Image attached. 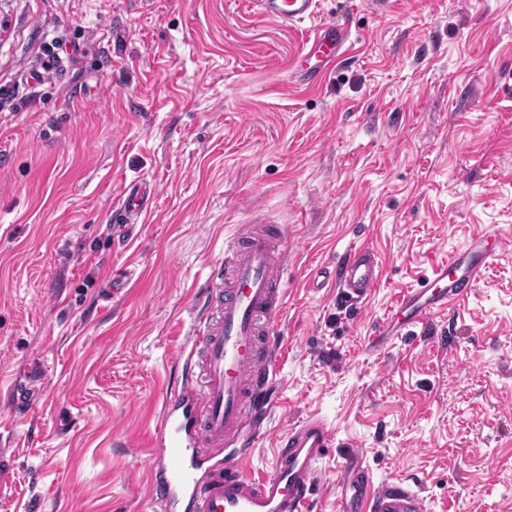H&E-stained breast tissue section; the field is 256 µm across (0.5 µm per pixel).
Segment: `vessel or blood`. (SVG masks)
Segmentation results:
<instances>
[{"label": "vessel or blood", "instance_id": "vessel-or-blood-1", "mask_svg": "<svg viewBox=\"0 0 512 512\" xmlns=\"http://www.w3.org/2000/svg\"><path fill=\"white\" fill-rule=\"evenodd\" d=\"M261 16L285 25L313 19L319 0H256ZM349 39L344 25L317 27L306 54L328 63L343 54ZM152 204L150 191L130 187L115 206L119 236L131 237ZM489 232L472 237L463 251L436 264L415 288L407 290L385 319L375 339L384 347L391 337L433 312L467 297L490 268L495 246ZM288 260L279 232H251L231 239L222 261L214 264L204 292L206 317L193 332L182 362L183 384L161 411L158 444L162 467L149 487L166 504L187 502L191 512H307L317 483L318 464L333 444L330 428L309 418L277 442L275 464L264 478L247 465L255 440L244 430L267 417L268 396L276 374V351L269 328L282 305V271ZM382 262L365 244L347 249L342 264L310 279L314 288L337 287L360 302L377 288ZM235 445V455L224 453ZM346 491L336 512H424L419 496L404 483L373 487L357 456H349Z\"/></svg>", "mask_w": 512, "mask_h": 512}]
</instances>
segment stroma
<instances>
[{"label": "stroma", "instance_id": "35a3bbf8", "mask_svg": "<svg viewBox=\"0 0 512 512\" xmlns=\"http://www.w3.org/2000/svg\"><path fill=\"white\" fill-rule=\"evenodd\" d=\"M350 33L319 85L312 23L254 0H0V512H186L149 458L213 263L245 224L287 233L275 406L250 463L316 416L342 466L425 512H512V245L471 295L381 349L401 295L475 234L512 237V0H320ZM154 192L121 249L112 207ZM354 243L362 307L306 286ZM18 382L39 396L26 414Z\"/></svg>", "mask_w": 512, "mask_h": 512}]
</instances>
